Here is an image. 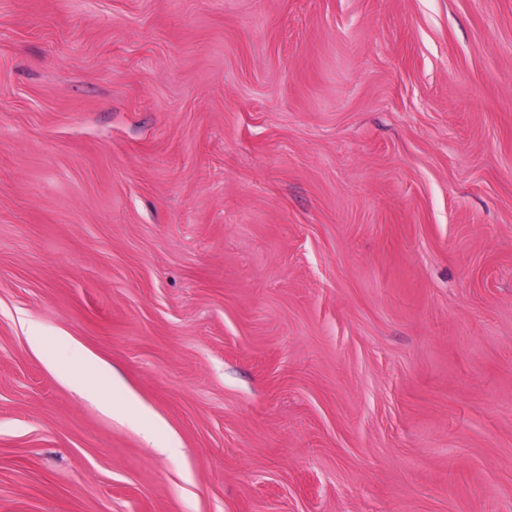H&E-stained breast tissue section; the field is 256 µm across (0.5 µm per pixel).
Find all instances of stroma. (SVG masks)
<instances>
[{
    "instance_id": "1",
    "label": "stroma",
    "mask_w": 512,
    "mask_h": 512,
    "mask_svg": "<svg viewBox=\"0 0 512 512\" xmlns=\"http://www.w3.org/2000/svg\"><path fill=\"white\" fill-rule=\"evenodd\" d=\"M0 512H512V0H0Z\"/></svg>"
}]
</instances>
